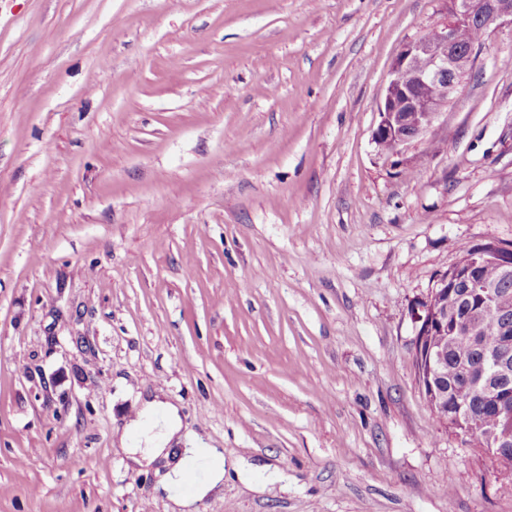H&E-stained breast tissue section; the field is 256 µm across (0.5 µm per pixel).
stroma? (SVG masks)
<instances>
[{
    "mask_svg": "<svg viewBox=\"0 0 512 512\" xmlns=\"http://www.w3.org/2000/svg\"><path fill=\"white\" fill-rule=\"evenodd\" d=\"M448 0H0V512H171L118 429L224 454L196 512H512L448 433L414 300L512 247V30L377 146Z\"/></svg>",
    "mask_w": 512,
    "mask_h": 512,
    "instance_id": "stroma-1",
    "label": "stroma"
}]
</instances>
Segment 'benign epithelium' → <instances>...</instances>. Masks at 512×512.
<instances>
[{
    "mask_svg": "<svg viewBox=\"0 0 512 512\" xmlns=\"http://www.w3.org/2000/svg\"><path fill=\"white\" fill-rule=\"evenodd\" d=\"M509 27L512 29V0H448V11L433 36L406 42L395 58L390 71L380 122L374 133L376 144L383 150L398 153L408 142L421 136L462 88L466 76L474 67L481 48L479 42H464L461 33L478 29L483 33ZM495 264L500 278H512V248L485 244L468 248V253L452 264L448 279L451 288L464 289L471 307L498 309L503 327L492 346H479L483 368L475 370L468 363L462 369L469 392H477L492 402L500 417L512 416V393L508 379L512 374V294L500 283L490 282L480 270ZM430 289L427 297L415 303L412 317L416 335L433 329L442 336H455L470 328L472 321L462 317L448 318V311L434 306ZM443 346H431L424 355L428 376L436 374L443 362ZM490 452L503 463L512 462L505 450L512 447V430L495 427L486 434Z\"/></svg>",
    "mask_w": 512,
    "mask_h": 512,
    "instance_id": "obj_1",
    "label": "benign epithelium"
}]
</instances>
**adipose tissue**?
Masks as SVG:
<instances>
[{"label": "adipose tissue", "instance_id": "1", "mask_svg": "<svg viewBox=\"0 0 512 512\" xmlns=\"http://www.w3.org/2000/svg\"><path fill=\"white\" fill-rule=\"evenodd\" d=\"M182 427L178 408L161 399L160 395L150 397L143 409L125 426L123 439L135 440L136 445L130 453L134 455L135 465L164 460L169 468L161 473L158 486L171 495H179L186 480L187 460L196 458L207 464V481L194 487L195 498L205 497L212 488L224 478V457L214 448H189L184 454H177L172 441Z\"/></svg>", "mask_w": 512, "mask_h": 512}]
</instances>
